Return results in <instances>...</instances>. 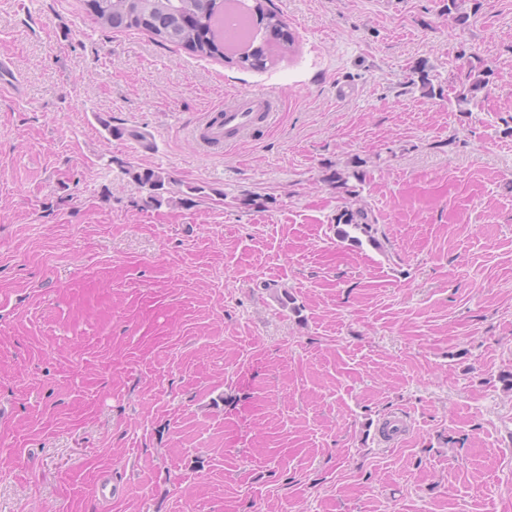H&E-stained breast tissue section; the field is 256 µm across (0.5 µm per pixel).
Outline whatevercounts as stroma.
Returning a JSON list of instances; mask_svg holds the SVG:
<instances>
[{
  "label": "stroma",
  "mask_w": 512,
  "mask_h": 512,
  "mask_svg": "<svg viewBox=\"0 0 512 512\" xmlns=\"http://www.w3.org/2000/svg\"><path fill=\"white\" fill-rule=\"evenodd\" d=\"M445 2L270 0L294 49L244 70L0 0V512H104V471L105 512H512V0ZM477 60L469 113L410 81ZM254 91L273 128L191 139ZM357 162L378 247L336 234ZM127 174L131 176L132 181L139 189L147 193L145 198L147 205L161 206L164 200V193L174 195L183 193L180 189L181 184L177 182H167L168 185L171 183L175 184L174 186H178L177 190L166 188L165 177L159 171H155L152 168L128 169Z\"/></svg>",
  "instance_id": "1"
}]
</instances>
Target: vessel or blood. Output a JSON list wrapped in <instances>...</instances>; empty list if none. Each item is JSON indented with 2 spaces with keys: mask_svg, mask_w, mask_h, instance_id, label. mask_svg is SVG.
Listing matches in <instances>:
<instances>
[{
  "mask_svg": "<svg viewBox=\"0 0 512 512\" xmlns=\"http://www.w3.org/2000/svg\"><path fill=\"white\" fill-rule=\"evenodd\" d=\"M258 116L263 117L267 126L275 125L276 111L270 98L260 92L236 94L225 101L219 116H205L191 137L204 148L220 143L229 145L246 136Z\"/></svg>",
  "mask_w": 512,
  "mask_h": 512,
  "instance_id": "b4317fda",
  "label": "vessel or blood"
}]
</instances>
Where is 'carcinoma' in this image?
Listing matches in <instances>:
<instances>
[{
	"mask_svg": "<svg viewBox=\"0 0 512 512\" xmlns=\"http://www.w3.org/2000/svg\"><path fill=\"white\" fill-rule=\"evenodd\" d=\"M86 10L93 19L110 29H138L161 41L182 46L201 56L227 58L224 54L226 32L213 27L215 16L224 13V0H85ZM257 17L265 32L281 42L283 51L293 48L294 40L285 33V24L280 16L258 6ZM244 68L263 69L267 55L259 46L244 58L237 59ZM414 73L424 92L429 96H448V104L460 112L482 103L489 90L491 68L482 64L468 63L467 69L449 82L448 88H435L425 67L417 66ZM137 187L146 192L145 203L161 206L164 194H180L182 190L165 187V177L152 168L127 169ZM339 238L359 241L362 234L376 246H381L377 238L379 228L377 218L364 206L344 207L336 215Z\"/></svg>",
	"mask_w": 512,
	"mask_h": 512,
	"instance_id": "obj_1",
	"label": "carcinoma"
}]
</instances>
